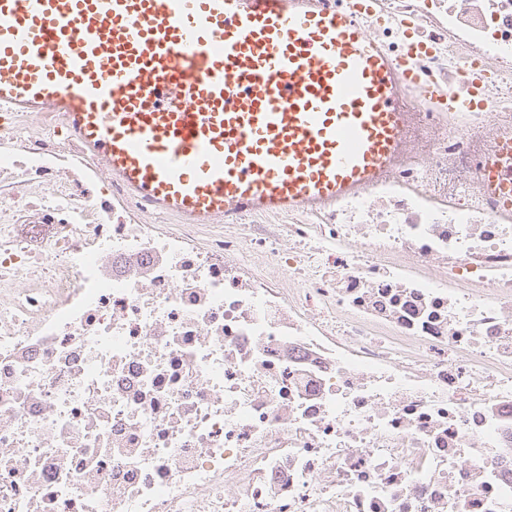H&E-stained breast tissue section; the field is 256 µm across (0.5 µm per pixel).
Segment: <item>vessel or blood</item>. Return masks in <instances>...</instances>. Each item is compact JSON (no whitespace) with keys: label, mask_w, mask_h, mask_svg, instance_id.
<instances>
[{"label":"vessel or blood","mask_w":512,"mask_h":512,"mask_svg":"<svg viewBox=\"0 0 512 512\" xmlns=\"http://www.w3.org/2000/svg\"><path fill=\"white\" fill-rule=\"evenodd\" d=\"M420 82L326 0H0V107L55 113L182 224L366 190ZM482 174L512 213V150Z\"/></svg>","instance_id":"b4317fda"}]
</instances>
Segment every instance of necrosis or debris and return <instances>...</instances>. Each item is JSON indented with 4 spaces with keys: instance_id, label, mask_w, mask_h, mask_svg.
I'll return each instance as SVG.
<instances>
[{
    "instance_id": "obj_1",
    "label": "necrosis or debris",
    "mask_w": 512,
    "mask_h": 512,
    "mask_svg": "<svg viewBox=\"0 0 512 512\" xmlns=\"http://www.w3.org/2000/svg\"><path fill=\"white\" fill-rule=\"evenodd\" d=\"M412 63L404 146L319 213L164 224L0 114V512H512V0H334ZM482 104L434 111L426 86ZM482 174L503 202L504 210L512 213V158L509 149L503 147L497 158L483 168Z\"/></svg>"
}]
</instances>
